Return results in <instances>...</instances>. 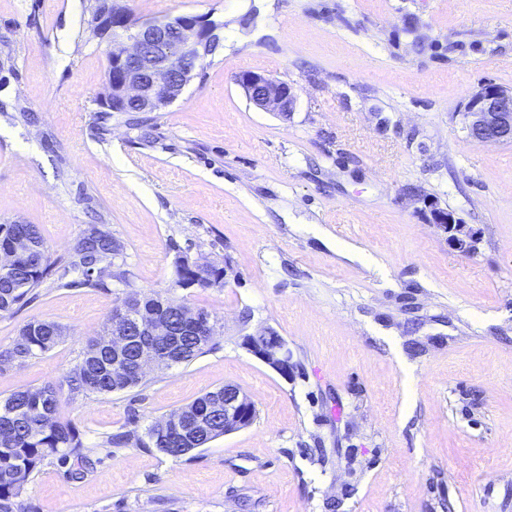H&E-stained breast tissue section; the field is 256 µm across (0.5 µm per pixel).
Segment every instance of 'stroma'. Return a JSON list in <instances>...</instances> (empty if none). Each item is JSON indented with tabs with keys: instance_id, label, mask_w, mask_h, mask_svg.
Segmentation results:
<instances>
[{
	"instance_id": "1",
	"label": "stroma",
	"mask_w": 512,
	"mask_h": 512,
	"mask_svg": "<svg viewBox=\"0 0 512 512\" xmlns=\"http://www.w3.org/2000/svg\"><path fill=\"white\" fill-rule=\"evenodd\" d=\"M116 3L210 16L224 46L162 111L105 118L91 0H0V224L36 225L51 263L101 225L128 272L47 281L0 316V351L32 319L65 330L0 366V398L63 384L135 293L204 309L216 334L137 387L63 396L91 465L74 479L45 460L21 512H512V144L461 125L479 84L512 87V0ZM244 72L294 86V111L253 106ZM435 207L471 230L469 251ZM180 255L223 267V286L176 287ZM266 328L290 376L245 346ZM225 384L252 425L178 459L140 445ZM118 431L129 444L104 447ZM432 215L435 224H441L448 229V233H451L448 236V241L453 247L461 251H465L469 247V242L473 237L471 234H464V225L458 223L453 213L435 207L432 210Z\"/></svg>"
}]
</instances>
